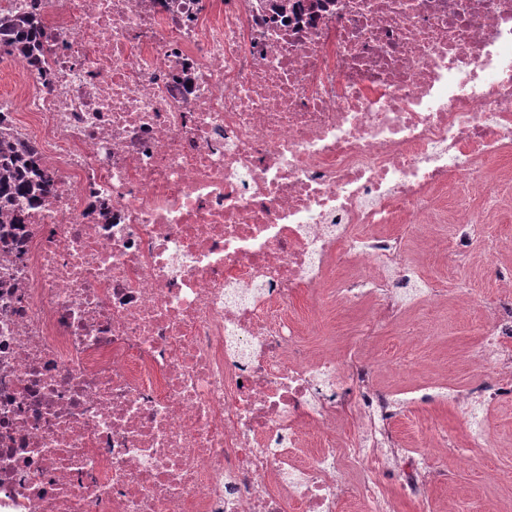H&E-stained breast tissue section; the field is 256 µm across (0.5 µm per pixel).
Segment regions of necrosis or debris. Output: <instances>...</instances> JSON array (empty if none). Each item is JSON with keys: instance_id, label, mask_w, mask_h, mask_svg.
<instances>
[{"instance_id": "4bbe7bcc", "label": "necrosis or debris", "mask_w": 512, "mask_h": 512, "mask_svg": "<svg viewBox=\"0 0 512 512\" xmlns=\"http://www.w3.org/2000/svg\"><path fill=\"white\" fill-rule=\"evenodd\" d=\"M39 0L45 75L15 129L54 194L0 247V512H336L357 469L423 499L437 458L378 447L394 400L355 354L312 350L311 310L435 303L398 221L454 224L512 149V0ZM486 309L490 399L512 397V267ZM351 413L358 440L342 448Z\"/></svg>"}]
</instances>
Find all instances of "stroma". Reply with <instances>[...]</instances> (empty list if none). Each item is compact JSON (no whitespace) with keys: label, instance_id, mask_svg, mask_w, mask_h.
Segmentation results:
<instances>
[{"label":"stroma","instance_id":"stroma-1","mask_svg":"<svg viewBox=\"0 0 512 512\" xmlns=\"http://www.w3.org/2000/svg\"><path fill=\"white\" fill-rule=\"evenodd\" d=\"M466 199L482 219V236L512 239V193L492 203L475 187ZM438 231L450 235L454 227L420 224L408 239V254L417 272L429 287L441 293L438 312L413 305L399 320L375 323L371 335L361 336L357 330L361 323L372 321V310L339 308L319 316L309 344L316 348L332 344L339 352L354 350L364 360L385 362L386 369L379 373L378 382L387 390L402 391L425 376L468 390L474 381L470 356L485 342V311L470 306L468 299L495 298L497 283L491 266L496 262L512 265V254L491 261L477 253L460 266L447 257L425 254L426 237ZM459 414V406L448 402L413 405L399 401L394 420V438L399 447H424L425 431L433 424L447 433L451 445L439 451L443 475L431 483L424 500L414 502L395 494L396 512H478L484 502L493 503L498 512H512V401L490 406L489 421L496 439L492 446L479 450L488 467L498 474L494 481L460 464L458 451L469 447L470 441L459 427Z\"/></svg>","mask_w":512,"mask_h":512}]
</instances>
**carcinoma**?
<instances>
[{"label": "carcinoma", "mask_w": 512, "mask_h": 512, "mask_svg": "<svg viewBox=\"0 0 512 512\" xmlns=\"http://www.w3.org/2000/svg\"><path fill=\"white\" fill-rule=\"evenodd\" d=\"M44 20L34 9L0 10V51L30 65L45 53ZM54 189L51 177L38 165L37 149L12 135L0 140V241L15 240L25 224L23 208L42 205Z\"/></svg>", "instance_id": "carcinoma-1"}]
</instances>
